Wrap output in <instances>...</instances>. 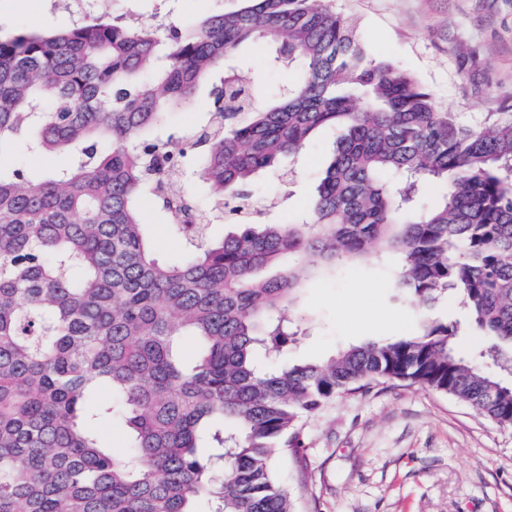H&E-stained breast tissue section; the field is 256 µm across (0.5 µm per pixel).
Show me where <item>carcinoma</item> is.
<instances>
[{
	"label": "carcinoma",
	"instance_id": "1",
	"mask_svg": "<svg viewBox=\"0 0 512 512\" xmlns=\"http://www.w3.org/2000/svg\"><path fill=\"white\" fill-rule=\"evenodd\" d=\"M240 2L189 27L114 14L0 32V512H293L272 458L299 456L301 420L374 381L512 428V383L455 351L452 322L287 358L306 283L373 253L395 298L457 297L512 363V114L463 124L323 0ZM258 40L297 72L267 98L230 65ZM204 99L196 125L170 124ZM327 127L305 212L266 219L249 186L290 182L282 160ZM59 151L69 164L40 174L5 162ZM433 183L445 195L423 208ZM146 200L178 259L157 255ZM222 223L235 230L215 240ZM103 420L126 428L122 455Z\"/></svg>",
	"mask_w": 512,
	"mask_h": 512
}]
</instances>
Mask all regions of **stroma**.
Instances as JSON below:
<instances>
[{
    "mask_svg": "<svg viewBox=\"0 0 512 512\" xmlns=\"http://www.w3.org/2000/svg\"><path fill=\"white\" fill-rule=\"evenodd\" d=\"M240 0H104L103 11L178 26L239 7ZM353 16L369 55L415 74L438 105L476 122L512 112V0H332ZM70 17L55 0H0V29H59ZM268 49L248 44L235 56L239 73L263 94H275L287 71L271 68ZM336 133L321 131L283 185L270 176L252 188L276 203L288 222L302 211L320 179ZM293 360L326 359L339 348L410 334L412 313L393 302L375 257L308 284ZM433 318L457 323L459 353L490 345L468 323L456 299ZM300 457H275L274 473L295 512H512V430L456 398L396 382L373 383L330 401L301 427Z\"/></svg>",
    "mask_w": 512,
    "mask_h": 512,
    "instance_id": "stroma-1",
    "label": "stroma"
}]
</instances>
